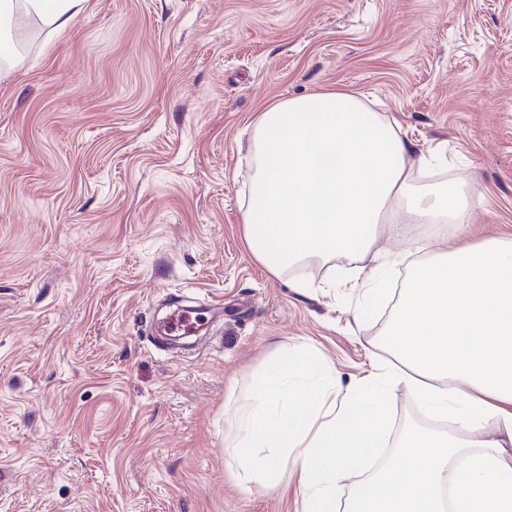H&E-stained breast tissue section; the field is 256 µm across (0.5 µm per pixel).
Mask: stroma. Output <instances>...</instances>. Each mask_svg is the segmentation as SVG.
Wrapping results in <instances>:
<instances>
[{
  "instance_id": "35a3bbf8",
  "label": "stroma",
  "mask_w": 512,
  "mask_h": 512,
  "mask_svg": "<svg viewBox=\"0 0 512 512\" xmlns=\"http://www.w3.org/2000/svg\"><path fill=\"white\" fill-rule=\"evenodd\" d=\"M0 70V512H300L297 476L243 489L227 452L274 354L342 384L392 361L345 259L274 275L243 212L265 106L352 89L394 119L414 183L473 185L468 243L512 229V0H88L30 19ZM442 224L381 228L362 258ZM306 279L308 294L293 284ZM202 309L193 348L157 325Z\"/></svg>"
}]
</instances>
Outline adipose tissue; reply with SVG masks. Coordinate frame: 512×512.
Instances as JSON below:
<instances>
[{
	"label": "adipose tissue",
	"mask_w": 512,
	"mask_h": 512,
	"mask_svg": "<svg viewBox=\"0 0 512 512\" xmlns=\"http://www.w3.org/2000/svg\"><path fill=\"white\" fill-rule=\"evenodd\" d=\"M85 0H0V24L26 15L68 29ZM243 213L251 254L269 272L313 259L350 261L377 225L451 224L418 240L415 266L386 331L395 353L350 386L312 348L270 358L238 410L230 447L242 486L299 475L302 512H512V234L466 243L473 190L419 188L397 128L358 95L324 90L265 106ZM453 423L408 429L400 450L354 492L338 472L365 467L389 427L395 390Z\"/></svg>",
	"instance_id": "obj_1"
}]
</instances>
